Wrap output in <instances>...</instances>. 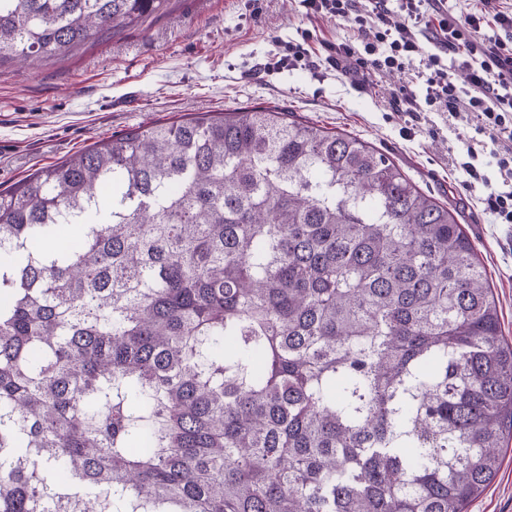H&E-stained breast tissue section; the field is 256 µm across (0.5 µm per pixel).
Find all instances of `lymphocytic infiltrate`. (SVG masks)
I'll return each mask as SVG.
<instances>
[{
  "instance_id": "f902f5d3",
  "label": "lymphocytic infiltrate",
  "mask_w": 512,
  "mask_h": 512,
  "mask_svg": "<svg viewBox=\"0 0 512 512\" xmlns=\"http://www.w3.org/2000/svg\"><path fill=\"white\" fill-rule=\"evenodd\" d=\"M447 0H303L307 16L324 17L358 32L337 44L331 60L352 83L404 72L420 61L416 86L392 94L394 111L411 119L425 112L468 115L473 133L460 168L466 186H483L484 209L494 223L512 224V10L481 0L479 11L458 14ZM495 162L504 182L493 187L477 165Z\"/></svg>"
}]
</instances>
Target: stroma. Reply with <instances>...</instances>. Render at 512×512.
<instances>
[{"label":"stroma","mask_w":512,"mask_h":512,"mask_svg":"<svg viewBox=\"0 0 512 512\" xmlns=\"http://www.w3.org/2000/svg\"><path fill=\"white\" fill-rule=\"evenodd\" d=\"M349 26L308 20L300 0H175L157 21L91 38L65 61L0 63V190L113 134L198 112L251 107L292 113L351 134L389 156L425 193L456 210L493 286L512 341V224L483 210V187L465 190L466 121L444 112L418 122L393 112L389 92L413 71L353 86L328 58L353 40ZM307 41L314 69L265 70L289 42ZM411 127L404 136L403 127ZM468 512H512V444L492 484Z\"/></svg>","instance_id":"35a3bbf8"}]
</instances>
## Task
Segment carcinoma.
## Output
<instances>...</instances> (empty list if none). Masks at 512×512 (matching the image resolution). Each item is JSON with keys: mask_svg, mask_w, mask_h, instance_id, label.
Wrapping results in <instances>:
<instances>
[{"mask_svg": "<svg viewBox=\"0 0 512 512\" xmlns=\"http://www.w3.org/2000/svg\"><path fill=\"white\" fill-rule=\"evenodd\" d=\"M170 4L0 0V62ZM511 438L475 245L354 136L202 112L0 192V512H466Z\"/></svg>", "mask_w": 512, "mask_h": 512, "instance_id": "obj_1", "label": "carcinoma"}]
</instances>
